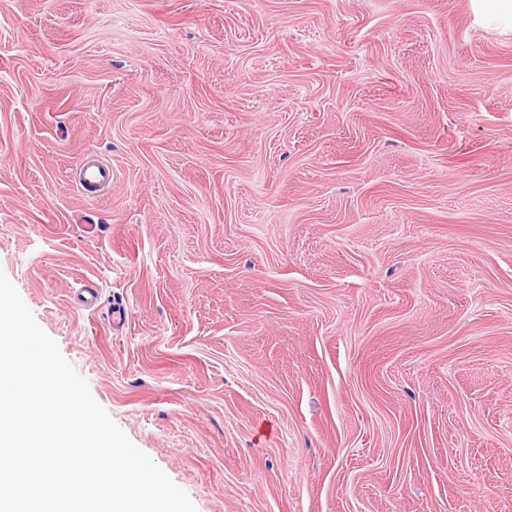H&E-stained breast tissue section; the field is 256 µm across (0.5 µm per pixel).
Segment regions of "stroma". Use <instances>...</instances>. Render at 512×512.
Listing matches in <instances>:
<instances>
[{"instance_id": "35a3bbf8", "label": "stroma", "mask_w": 512, "mask_h": 512, "mask_svg": "<svg viewBox=\"0 0 512 512\" xmlns=\"http://www.w3.org/2000/svg\"><path fill=\"white\" fill-rule=\"evenodd\" d=\"M0 270L197 512H512V31L470 0H0ZM79 166L78 184L83 190L101 181L112 180L114 177L112 168H102L87 158L82 159Z\"/></svg>"}]
</instances>
